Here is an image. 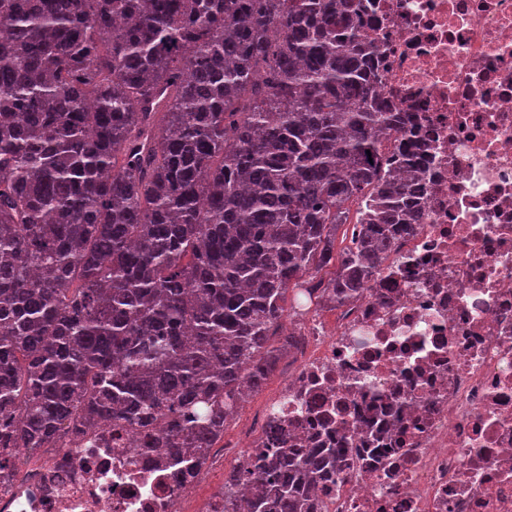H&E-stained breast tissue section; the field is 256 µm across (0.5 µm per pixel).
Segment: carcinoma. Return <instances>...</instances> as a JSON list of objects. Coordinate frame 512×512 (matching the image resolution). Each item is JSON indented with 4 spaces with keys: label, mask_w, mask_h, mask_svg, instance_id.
Returning <instances> with one entry per match:
<instances>
[{
    "label": "carcinoma",
    "mask_w": 512,
    "mask_h": 512,
    "mask_svg": "<svg viewBox=\"0 0 512 512\" xmlns=\"http://www.w3.org/2000/svg\"><path fill=\"white\" fill-rule=\"evenodd\" d=\"M352 12L0 0L1 472L104 425L205 461L275 367L289 285L336 309L382 274L422 165ZM268 438L225 479L246 512H314L350 468Z\"/></svg>",
    "instance_id": "cac0c4a2"
}]
</instances>
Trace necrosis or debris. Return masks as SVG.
I'll return each mask as SVG.
<instances>
[{
    "instance_id": "necrosis-or-debris-1",
    "label": "necrosis or debris",
    "mask_w": 512,
    "mask_h": 512,
    "mask_svg": "<svg viewBox=\"0 0 512 512\" xmlns=\"http://www.w3.org/2000/svg\"><path fill=\"white\" fill-rule=\"evenodd\" d=\"M378 96L421 148L417 231L291 364L258 414L344 449L319 512H512V0H361ZM136 428L56 438L0 512H224Z\"/></svg>"
}]
</instances>
